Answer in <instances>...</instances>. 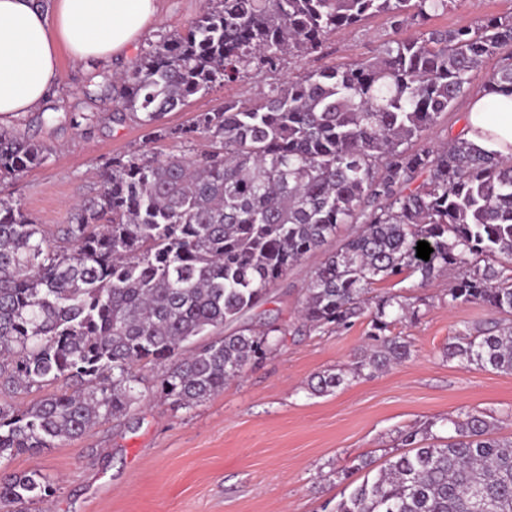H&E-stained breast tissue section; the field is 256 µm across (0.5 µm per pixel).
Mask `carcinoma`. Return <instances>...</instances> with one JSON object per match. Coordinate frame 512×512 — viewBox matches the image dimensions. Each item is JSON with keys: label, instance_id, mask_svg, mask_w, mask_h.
<instances>
[{"label": "carcinoma", "instance_id": "obj_1", "mask_svg": "<svg viewBox=\"0 0 512 512\" xmlns=\"http://www.w3.org/2000/svg\"><path fill=\"white\" fill-rule=\"evenodd\" d=\"M456 0H204L184 35L140 50L104 91L142 114L157 140L202 138L208 150L162 159L114 156L97 196L52 233L9 196L7 184L46 162L50 149L0 126V391L27 394L74 383L17 410L0 404V464L56 448L127 415L141 397L136 364L169 362L156 393L191 407L224 390L288 334L247 315L306 256L323 260L302 289L311 332L345 330L370 315L355 361L314 376L312 393L411 355L391 326L417 316L411 298L375 285L399 276L425 285L453 270L448 302L499 315L468 325L445 357L512 373V161L457 134L414 150V139L468 89L484 58L512 46V15L471 28L394 40L375 59L306 73L257 101H228L167 126L195 95L250 66L320 51L328 36L383 14L392 27L426 26ZM484 93L512 94V64ZM350 231L333 249L340 227ZM433 248L417 257V243ZM210 340L187 352L197 338ZM401 435L395 455L350 480L323 512H512V438L477 413ZM53 493L38 472L0 473V502L22 507Z\"/></svg>", "mask_w": 512, "mask_h": 512}]
</instances>
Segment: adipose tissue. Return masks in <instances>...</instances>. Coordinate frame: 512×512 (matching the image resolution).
<instances>
[{
	"label": "adipose tissue",
	"instance_id": "ef3b65f1",
	"mask_svg": "<svg viewBox=\"0 0 512 512\" xmlns=\"http://www.w3.org/2000/svg\"><path fill=\"white\" fill-rule=\"evenodd\" d=\"M158 16V0H0V121L35 111L60 85V51L83 64L130 61ZM465 137L512 160V95L472 97Z\"/></svg>",
	"mask_w": 512,
	"mask_h": 512
}]
</instances>
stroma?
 Masks as SVG:
<instances>
[{
  "label": "stroma",
  "instance_id": "1",
  "mask_svg": "<svg viewBox=\"0 0 512 512\" xmlns=\"http://www.w3.org/2000/svg\"><path fill=\"white\" fill-rule=\"evenodd\" d=\"M203 0H159L160 19L141 45L159 35L183 32ZM512 13V0H457L432 27L445 30ZM375 16L330 36L320 53L283 58L273 71H245L232 83L192 98L170 113L167 125L189 124L195 113L228 100H253L262 90L311 70L338 68L373 58L388 41L415 37ZM62 86L57 95L9 123L48 146L51 154L10 186L16 205L50 230L66 224L75 204L101 188L100 171L116 154L138 150L151 156L191 152V145L148 139L133 116L114 118L115 106L99 89L113 65L85 67L60 53ZM87 114L73 123L71 114ZM322 260L312 254L289 270L272 290L262 313L276 317L288 334L279 349L249 365L223 392L190 407L147 396L118 420L96 425L84 436L17 456L9 472H39L55 486L49 505L28 512H321L339 498L344 471L360 460L383 464L403 450L400 436L433 422L436 435H451L449 418L477 412L512 436V374L444 357L449 339L470 323L493 320L484 306L448 301V281L400 283L419 310L396 329L411 343L401 363L349 380L334 393L311 395L316 374L351 364L366 346L368 318L337 333L306 330L299 318L301 290Z\"/></svg>",
  "mask_w": 512,
  "mask_h": 512
}]
</instances>
